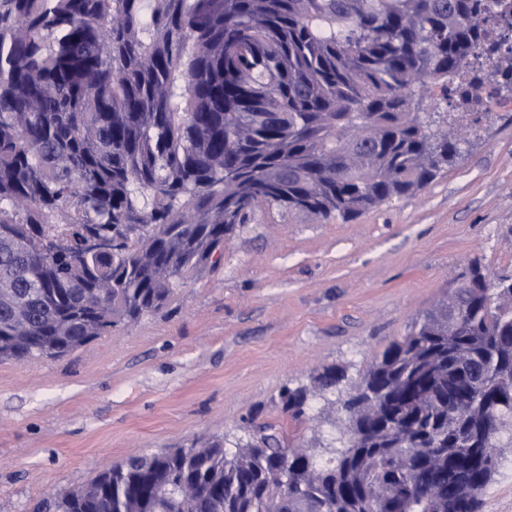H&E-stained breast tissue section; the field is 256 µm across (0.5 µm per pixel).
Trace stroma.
Listing matches in <instances>:
<instances>
[{
	"instance_id": "obj_1",
	"label": "stroma",
	"mask_w": 512,
	"mask_h": 512,
	"mask_svg": "<svg viewBox=\"0 0 512 512\" xmlns=\"http://www.w3.org/2000/svg\"><path fill=\"white\" fill-rule=\"evenodd\" d=\"M474 260L512 274V111L471 124L460 156L412 198L347 222L257 210L159 312L61 357L0 359V512H36L133 454L246 444L265 422L329 463L345 390L320 391L316 371L358 381ZM287 386L309 392L296 422ZM495 451L480 512H512V440Z\"/></svg>"
}]
</instances>
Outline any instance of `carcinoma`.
<instances>
[{"mask_svg": "<svg viewBox=\"0 0 512 512\" xmlns=\"http://www.w3.org/2000/svg\"><path fill=\"white\" fill-rule=\"evenodd\" d=\"M511 32L512 0H0V357L160 310L256 209L351 219L423 190L460 155L448 93L479 102L482 58L512 84ZM467 364L491 377L480 402ZM506 375L512 276L474 262L346 394L333 463L264 423L232 453L132 455L46 507L480 512ZM280 399L305 416V388Z\"/></svg>", "mask_w": 512, "mask_h": 512, "instance_id": "cac0c4a2", "label": "carcinoma"}]
</instances>
